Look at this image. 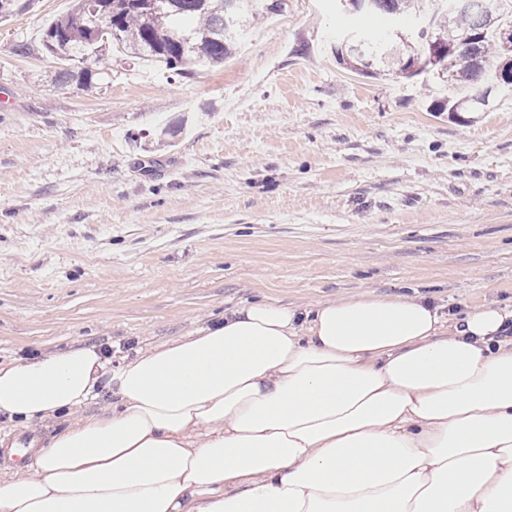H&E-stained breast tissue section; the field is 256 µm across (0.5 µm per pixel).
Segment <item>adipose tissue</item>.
Returning <instances> with one entry per match:
<instances>
[{
  "label": "adipose tissue",
  "instance_id": "adipose-tissue-1",
  "mask_svg": "<svg viewBox=\"0 0 512 512\" xmlns=\"http://www.w3.org/2000/svg\"><path fill=\"white\" fill-rule=\"evenodd\" d=\"M0 414L68 419L0 466V512H512V308L242 304L112 372L0 363Z\"/></svg>",
  "mask_w": 512,
  "mask_h": 512
}]
</instances>
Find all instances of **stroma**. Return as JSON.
Returning <instances> with one entry per match:
<instances>
[{"mask_svg": "<svg viewBox=\"0 0 512 512\" xmlns=\"http://www.w3.org/2000/svg\"><path fill=\"white\" fill-rule=\"evenodd\" d=\"M270 2L223 67L112 48L94 93L42 46L73 0L0 25V362L86 342L118 364L266 299L512 305V92L449 120L446 85L337 64L338 0ZM107 70L108 69L106 67H96L95 71H92L89 68L80 69L78 71L63 69L57 72L55 81L58 83L60 88H67L75 82L84 91L92 93L99 88L100 83L98 82L104 78L105 75H108Z\"/></svg>", "mask_w": 512, "mask_h": 512, "instance_id": "obj_1", "label": "stroma"}]
</instances>
